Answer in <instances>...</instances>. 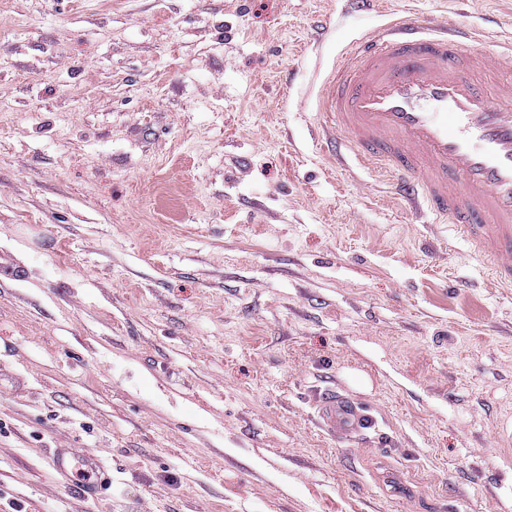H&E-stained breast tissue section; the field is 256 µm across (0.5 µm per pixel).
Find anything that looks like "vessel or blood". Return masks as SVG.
Instances as JSON below:
<instances>
[{
    "instance_id": "1",
    "label": "vessel or blood",
    "mask_w": 512,
    "mask_h": 512,
    "mask_svg": "<svg viewBox=\"0 0 512 512\" xmlns=\"http://www.w3.org/2000/svg\"><path fill=\"white\" fill-rule=\"evenodd\" d=\"M326 123L365 167L396 174V190L422 199L436 223L451 224L512 285V40L492 55L478 26L435 31L412 14L351 40L322 82ZM314 409L320 427L360 435L374 420L361 403L329 390ZM49 464L80 496L112 484L93 452L54 449Z\"/></svg>"
}]
</instances>
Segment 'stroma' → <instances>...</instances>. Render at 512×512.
Masks as SVG:
<instances>
[{"label":"stroma","mask_w":512,"mask_h":512,"mask_svg":"<svg viewBox=\"0 0 512 512\" xmlns=\"http://www.w3.org/2000/svg\"><path fill=\"white\" fill-rule=\"evenodd\" d=\"M409 11L512 32V0H0V512H512V287L321 148L327 68ZM325 389L376 427L326 434ZM49 464L60 482L76 488L83 498L101 495L112 484L109 469L102 459L91 451L78 452L75 448H55Z\"/></svg>","instance_id":"obj_1"}]
</instances>
